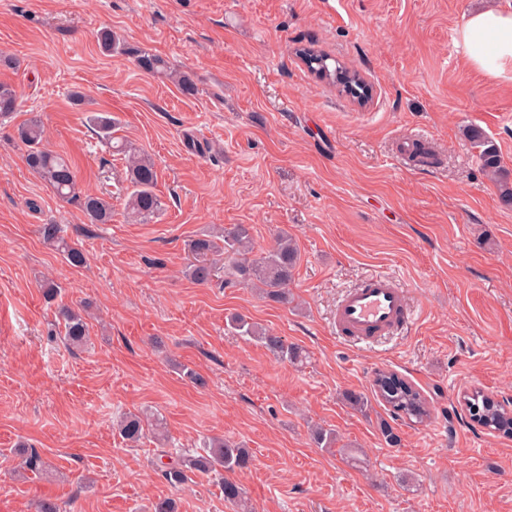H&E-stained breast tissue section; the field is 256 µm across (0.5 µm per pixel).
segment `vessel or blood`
Masks as SVG:
<instances>
[{"mask_svg":"<svg viewBox=\"0 0 512 512\" xmlns=\"http://www.w3.org/2000/svg\"><path fill=\"white\" fill-rule=\"evenodd\" d=\"M410 319L405 292L392 278L381 275L347 290L334 312L337 334L361 341L394 333Z\"/></svg>","mask_w":512,"mask_h":512,"instance_id":"obj_1","label":"vessel or blood"}]
</instances>
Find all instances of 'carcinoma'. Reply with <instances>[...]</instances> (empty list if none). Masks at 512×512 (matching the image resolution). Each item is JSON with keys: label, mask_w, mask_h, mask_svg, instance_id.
Masks as SVG:
<instances>
[{"label": "carcinoma", "mask_w": 512, "mask_h": 512, "mask_svg": "<svg viewBox=\"0 0 512 512\" xmlns=\"http://www.w3.org/2000/svg\"><path fill=\"white\" fill-rule=\"evenodd\" d=\"M99 43L106 55L133 58L136 66L143 72L173 82L183 94L194 96L198 93L193 74L172 67L157 54L129 46L113 31H101ZM296 53L319 79L342 86L356 98L368 97L369 87L357 77V72L341 66L328 54L311 46L299 48ZM18 108V98L13 88L0 84V116L9 115ZM87 124L109 144L112 153L122 156L126 163L129 182L126 212L130 221L143 224L159 216L163 203L155 192L158 180L155 162L127 139L117 135L120 122L112 113L94 112L87 117ZM16 135L26 148L28 167L50 186L59 199L66 202L78 201L91 224H107L111 221L110 203L97 194H80L73 162L46 147L44 129L38 120L31 119L18 126ZM467 137L471 144L479 148L481 168L495 182L501 204L511 208L512 173L502 165L497 148L479 127L468 128ZM40 232L44 241L60 251L69 264L80 266L84 263L83 251L60 236L59 225L44 224ZM188 250L192 261L186 268V275L195 283L207 284L222 272L226 288L252 286L262 289L275 302L283 305L291 302L289 285L299 261V253L288 232L283 231L278 235L273 249L256 254L249 227L235 224L224 228L220 235L203 233L197 236L189 241ZM61 317L64 321L65 340L76 347L85 344L89 337L85 318L69 308L61 310ZM231 324L241 335L260 340L281 360L298 361L302 358V351L298 346L263 330L241 315L232 316ZM371 392L372 396L369 397L364 393L348 391L345 399L350 406L363 412L370 410L373 398L387 407L391 420L380 419L378 429L384 442L391 447H397L401 442L397 428L391 421L420 424L430 419L433 414L428 399L421 391L395 372L375 371ZM465 405L471 419L482 427L512 436V412L503 405L477 390L466 396ZM146 427L143 418L130 415L120 421L119 434L124 440L137 443L144 437ZM250 462L251 456L247 449L215 437L209 441L205 454L186 462L172 456L169 462L162 464L160 473L168 483L179 485L186 480L188 468L201 473H209L219 468L230 473L247 468ZM223 490L224 501L243 505L242 491L236 482L224 479Z\"/></svg>", "instance_id": "cac0c4a2"}]
</instances>
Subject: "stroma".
<instances>
[{"label":"stroma","instance_id":"stroma-1","mask_svg":"<svg viewBox=\"0 0 512 512\" xmlns=\"http://www.w3.org/2000/svg\"><path fill=\"white\" fill-rule=\"evenodd\" d=\"M506 2L0 0V83L21 102L0 118V512L44 498L66 512H153L165 498L235 512L219 476L176 487L156 466L161 450L193 455L215 436L251 455L232 478L252 512H512V439L446 417L474 388L512 399V208L465 137L480 127L512 169V81L472 68L454 40L470 12ZM105 27L192 73L198 93L103 54ZM308 46L359 70L370 100L312 76L295 54ZM91 110L154 160L157 219L128 222L124 163ZM34 116L111 223H88L30 171L16 128ZM418 134L432 166L397 152ZM47 223L83 265L44 242ZM230 224L248 225L259 252L293 235L292 305L185 277L188 241ZM376 273L396 277L414 320L370 345L337 336V300ZM47 279L61 287L52 301ZM63 305L88 309L86 346L64 342ZM236 314L302 361L240 336ZM378 369L435 407L399 425L396 448L378 431L383 405L363 414L342 398L369 392ZM141 412L164 419L166 444L122 439L119 418ZM315 424L337 447L315 445ZM22 448L37 471L20 469Z\"/></svg>","mask_w":512,"mask_h":512}]
</instances>
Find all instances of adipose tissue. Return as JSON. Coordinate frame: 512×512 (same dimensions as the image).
I'll list each match as a JSON object with an SVG mask.
<instances>
[{"label": "adipose tissue", "mask_w": 512, "mask_h": 512, "mask_svg": "<svg viewBox=\"0 0 512 512\" xmlns=\"http://www.w3.org/2000/svg\"><path fill=\"white\" fill-rule=\"evenodd\" d=\"M456 41L472 67L493 79H512V6L469 14Z\"/></svg>", "instance_id": "1"}]
</instances>
